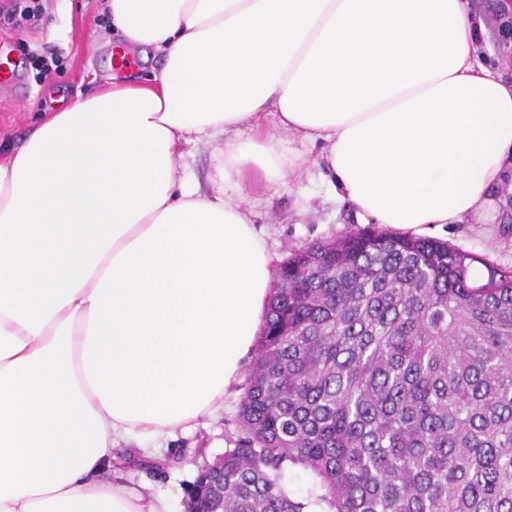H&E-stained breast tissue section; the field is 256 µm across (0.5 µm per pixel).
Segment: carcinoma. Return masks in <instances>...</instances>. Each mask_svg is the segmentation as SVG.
<instances>
[{
  "mask_svg": "<svg viewBox=\"0 0 512 512\" xmlns=\"http://www.w3.org/2000/svg\"><path fill=\"white\" fill-rule=\"evenodd\" d=\"M474 262L376 228L288 257L185 512H512V269Z\"/></svg>",
  "mask_w": 512,
  "mask_h": 512,
  "instance_id": "carcinoma-1",
  "label": "carcinoma"
}]
</instances>
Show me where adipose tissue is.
I'll use <instances>...</instances> for the list:
<instances>
[{
    "label": "adipose tissue",
    "mask_w": 512,
    "mask_h": 512,
    "mask_svg": "<svg viewBox=\"0 0 512 512\" xmlns=\"http://www.w3.org/2000/svg\"><path fill=\"white\" fill-rule=\"evenodd\" d=\"M105 6L160 72L0 155V512H167L102 473L118 439L189 427L238 382L274 275L249 177L307 162L276 130L401 232L488 215L512 167V78L476 57L468 0ZM191 140L224 144L208 186L179 169Z\"/></svg>",
    "instance_id": "ef3b65f1"
}]
</instances>
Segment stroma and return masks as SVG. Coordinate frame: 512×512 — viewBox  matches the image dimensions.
Segmentation results:
<instances>
[{
    "instance_id": "1",
    "label": "stroma",
    "mask_w": 512,
    "mask_h": 512,
    "mask_svg": "<svg viewBox=\"0 0 512 512\" xmlns=\"http://www.w3.org/2000/svg\"><path fill=\"white\" fill-rule=\"evenodd\" d=\"M42 9L34 23L0 27V61L16 66L13 84L0 85V147L18 148L37 114L54 112L76 96L95 94L113 77L158 73L159 56H143L141 49H127V68H116L112 53L120 44L103 13L104 0H39ZM472 12L484 23L486 36L477 46L483 62L496 65L512 57V31H506L496 0H470ZM54 59L60 72L39 73L36 59ZM222 144L193 141L182 146L181 164L191 179L208 184L220 158ZM497 204L491 224H448L430 228L428 238L448 243L476 257L471 268L475 281H485L488 266L512 268V174L492 191ZM253 222L264 233L274 263L316 239H335L365 228L356 209L341 203L316 166L274 188L257 186L246 202ZM243 394L235 387L219 401L212 415L170 436L144 441H118L104 476L112 484L139 490L165 500L168 512H184V486L198 468L213 462L232 447L237 434L236 414ZM164 469L153 467L154 460Z\"/></svg>"
}]
</instances>
